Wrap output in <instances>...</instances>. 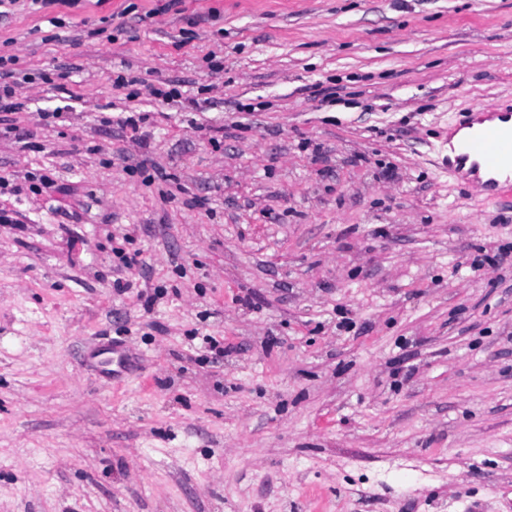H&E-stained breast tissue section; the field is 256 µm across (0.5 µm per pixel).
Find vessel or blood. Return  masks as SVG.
I'll list each match as a JSON object with an SVG mask.
<instances>
[{"label":"vessel or blood","mask_w":512,"mask_h":512,"mask_svg":"<svg viewBox=\"0 0 512 512\" xmlns=\"http://www.w3.org/2000/svg\"><path fill=\"white\" fill-rule=\"evenodd\" d=\"M465 126L476 132L458 145L449 157L448 169L478 184L491 197L512 196V109L498 113L473 110L463 116Z\"/></svg>","instance_id":"1"}]
</instances>
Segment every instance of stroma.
Returning a JSON list of instances; mask_svg holds the SVG:
<instances>
[{"instance_id": "1", "label": "stroma", "mask_w": 512, "mask_h": 512, "mask_svg": "<svg viewBox=\"0 0 512 512\" xmlns=\"http://www.w3.org/2000/svg\"><path fill=\"white\" fill-rule=\"evenodd\" d=\"M9 54L0 512H512V198L448 170L512 0H15Z\"/></svg>"}]
</instances>
